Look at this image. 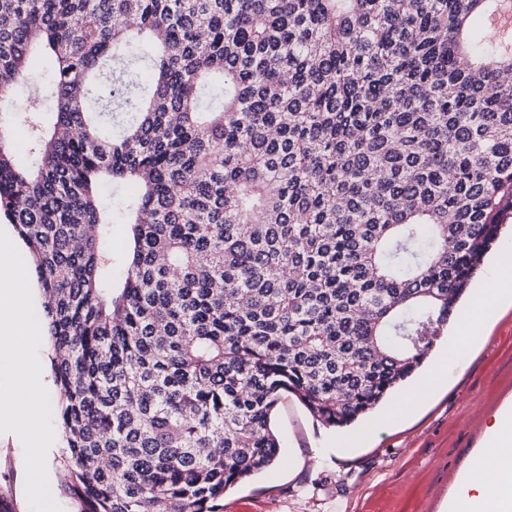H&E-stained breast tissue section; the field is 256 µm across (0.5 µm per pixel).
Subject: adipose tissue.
Wrapping results in <instances>:
<instances>
[{
    "label": "adipose tissue",
    "instance_id": "obj_1",
    "mask_svg": "<svg viewBox=\"0 0 512 512\" xmlns=\"http://www.w3.org/2000/svg\"><path fill=\"white\" fill-rule=\"evenodd\" d=\"M512 299V253L503 252L479 285V297L452 325L455 344L430 369L421 386L398 400L386 414L394 421L418 412L432 388L444 380L449 365L470 354L481 341L490 319ZM484 446L470 460V475L454 492L456 512H501L505 494L512 492V419L495 417L487 428Z\"/></svg>",
    "mask_w": 512,
    "mask_h": 512
}]
</instances>
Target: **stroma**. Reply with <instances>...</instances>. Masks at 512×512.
Returning <instances> with one entry per match:
<instances>
[{"label": "stroma", "mask_w": 512, "mask_h": 512, "mask_svg": "<svg viewBox=\"0 0 512 512\" xmlns=\"http://www.w3.org/2000/svg\"><path fill=\"white\" fill-rule=\"evenodd\" d=\"M512 410V308L485 345L458 361L420 411L392 427L363 420L368 441L336 445L290 393L271 424L279 459L224 495L222 512H445L495 416ZM24 448L0 434V512H29Z\"/></svg>", "instance_id": "1"}]
</instances>
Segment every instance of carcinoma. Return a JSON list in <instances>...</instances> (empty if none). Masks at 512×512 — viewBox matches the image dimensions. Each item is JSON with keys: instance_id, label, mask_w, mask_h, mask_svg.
<instances>
[{"instance_id": "cac0c4a2", "label": "carcinoma", "mask_w": 512, "mask_h": 512, "mask_svg": "<svg viewBox=\"0 0 512 512\" xmlns=\"http://www.w3.org/2000/svg\"><path fill=\"white\" fill-rule=\"evenodd\" d=\"M498 10L0 0V220L47 299L75 512H221L279 456L282 392L344 427L424 363L512 219V31L473 25ZM105 178L142 193L110 211ZM36 134L35 130L27 125L22 118H17L12 127V140L14 143L16 158L20 164H27L29 158L26 154L27 143ZM128 240V229L125 224L112 225V245L115 250L112 264V281L118 282L123 275L122 251Z\"/></svg>"}]
</instances>
